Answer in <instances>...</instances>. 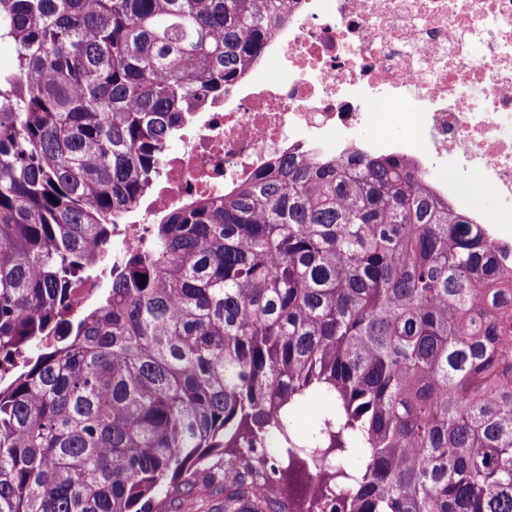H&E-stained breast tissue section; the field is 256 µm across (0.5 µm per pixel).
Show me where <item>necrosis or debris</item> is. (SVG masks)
Returning a JSON list of instances; mask_svg holds the SVG:
<instances>
[{
	"mask_svg": "<svg viewBox=\"0 0 512 512\" xmlns=\"http://www.w3.org/2000/svg\"><path fill=\"white\" fill-rule=\"evenodd\" d=\"M288 15L262 65L184 126L123 244L145 243L160 211L274 156H345L354 133L384 119L405 138L383 133L362 149L414 157L462 210L479 178L512 258V0H290Z\"/></svg>",
	"mask_w": 512,
	"mask_h": 512,
	"instance_id": "obj_1",
	"label": "necrosis or debris"
}]
</instances>
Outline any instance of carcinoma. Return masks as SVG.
<instances>
[{
	"label": "carcinoma",
	"instance_id": "obj_1",
	"mask_svg": "<svg viewBox=\"0 0 512 512\" xmlns=\"http://www.w3.org/2000/svg\"><path fill=\"white\" fill-rule=\"evenodd\" d=\"M287 23L0 0V512H153L219 476L224 512H512V263L412 161L281 154L112 253Z\"/></svg>",
	"mask_w": 512,
	"mask_h": 512
}]
</instances>
